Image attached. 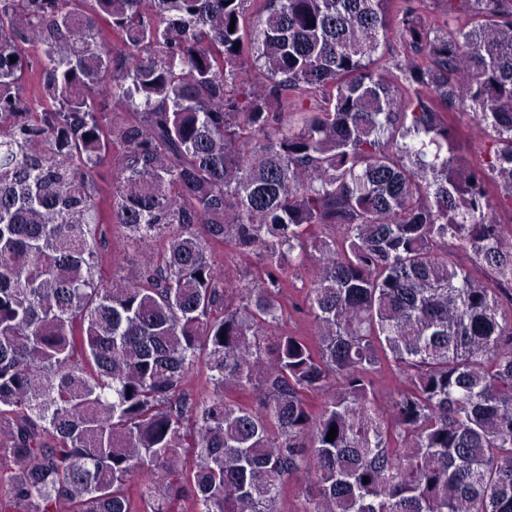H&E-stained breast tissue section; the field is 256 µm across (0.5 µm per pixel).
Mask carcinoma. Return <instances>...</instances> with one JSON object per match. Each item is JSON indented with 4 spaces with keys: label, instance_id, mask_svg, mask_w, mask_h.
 <instances>
[{
    "label": "carcinoma",
    "instance_id": "carcinoma-1",
    "mask_svg": "<svg viewBox=\"0 0 512 512\" xmlns=\"http://www.w3.org/2000/svg\"><path fill=\"white\" fill-rule=\"evenodd\" d=\"M443 2L0 0V512H512V0ZM485 133L478 127L469 128L464 122L460 128V142L463 147L462 156L470 164L481 165L484 160V154L480 148L484 141ZM108 249L113 253L115 261L113 265L109 264L104 267V276L107 278H112V273L122 275L123 270L130 267L138 259L137 250L131 241L127 239L123 228L116 227L114 229ZM215 264L223 269L226 288L230 296H234L235 284L240 278L253 271L256 267L254 257L236 256L230 249L218 250L213 254ZM293 285L288 288V311L285 316V326L288 330H302L308 327L309 322L305 315L293 309L292 303L295 302L301 306L303 298V290L309 285L308 273L305 270H300L295 273L292 278ZM306 485L309 484L291 478L283 495L276 503L278 512H301L304 507L306 495L309 494Z\"/></svg>",
    "mask_w": 512,
    "mask_h": 512
}]
</instances>
